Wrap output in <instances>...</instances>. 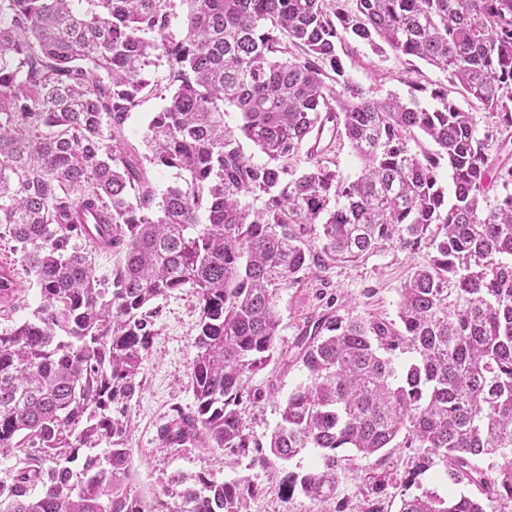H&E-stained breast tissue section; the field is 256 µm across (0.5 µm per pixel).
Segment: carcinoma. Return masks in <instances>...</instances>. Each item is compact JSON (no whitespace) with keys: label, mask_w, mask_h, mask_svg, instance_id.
Instances as JSON below:
<instances>
[{"label":"carcinoma","mask_w":512,"mask_h":512,"mask_svg":"<svg viewBox=\"0 0 512 512\" xmlns=\"http://www.w3.org/2000/svg\"><path fill=\"white\" fill-rule=\"evenodd\" d=\"M352 41L449 74L466 106L417 80L406 99L370 96L346 74ZM162 63L164 86L150 79ZM147 91L170 95L141 153L123 125ZM227 105L267 163L245 157ZM475 108L496 133L477 136ZM345 144L364 163L351 181L336 169ZM150 165L183 183L157 194ZM511 185L512 0H0V239L41 296L0 333V459L15 460L0 512H248L260 489L246 478L173 475L150 495L136 483L132 401L153 304L182 288L200 306L196 409L176 411L160 447L199 440L283 461L317 448L318 467L279 480L283 499L314 503L338 497L350 448L367 462L354 475L367 512L398 488V512H505ZM91 215L90 248H69ZM387 250L425 252L396 316L316 321L294 345L307 381L270 435L247 431L278 290ZM101 251L122 257L110 282L95 276ZM401 447L413 451L402 473L385 466ZM435 457L479 496L407 493Z\"/></svg>","instance_id":"cac0c4a2"}]
</instances>
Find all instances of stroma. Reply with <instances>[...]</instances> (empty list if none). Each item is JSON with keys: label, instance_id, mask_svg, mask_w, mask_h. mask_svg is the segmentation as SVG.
<instances>
[{"label": "stroma", "instance_id": "1", "mask_svg": "<svg viewBox=\"0 0 512 512\" xmlns=\"http://www.w3.org/2000/svg\"><path fill=\"white\" fill-rule=\"evenodd\" d=\"M351 48L344 64L355 83L377 98L407 97L409 88L401 79L403 59L391 53L377 55L364 43H352ZM416 261V256L406 253L380 252L359 263L333 266L320 275H303L298 283L279 289L274 355L251 381L252 387L265 392L266 398L259 405L246 406L243 418L249 431L259 437L270 434L279 421L280 403L305 383V370L292 359L294 343L317 311L320 295L333 297L336 315L345 320L395 317L398 288ZM2 262L15 269L20 287L11 300L0 302V331L31 318L40 304L37 283L22 270L18 254L5 239H0ZM156 305V334L142 364L143 387L132 402L130 446L141 485L157 488L174 474L210 473L220 481L245 477L260 489L248 503L249 512H334V504L317 506L299 493L290 500H282L276 484L269 479L271 473L282 469L303 473L317 467L321 463L318 449H308L286 462L271 455L266 466L260 467L252 464L250 456H225L198 443L160 448L158 430L173 410L188 414L195 410L191 360L200 309L194 291L189 288L169 293Z\"/></svg>", "mask_w": 512, "mask_h": 512}]
</instances>
